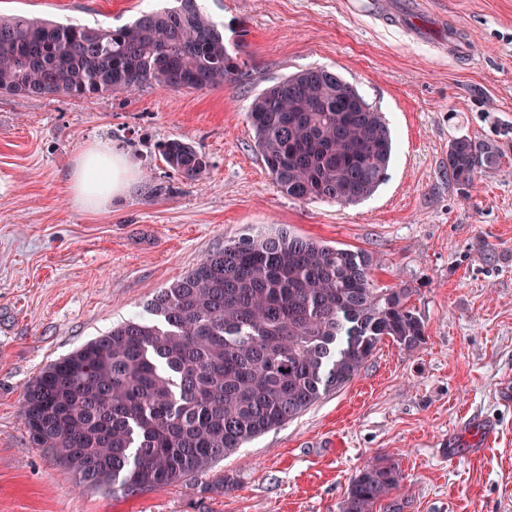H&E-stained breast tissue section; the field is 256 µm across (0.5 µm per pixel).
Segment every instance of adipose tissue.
Instances as JSON below:
<instances>
[{
    "mask_svg": "<svg viewBox=\"0 0 512 512\" xmlns=\"http://www.w3.org/2000/svg\"><path fill=\"white\" fill-rule=\"evenodd\" d=\"M134 175L125 154L110 143L101 142L76 157L70 192L84 209L96 211L112 198L125 195Z\"/></svg>",
    "mask_w": 512,
    "mask_h": 512,
    "instance_id": "obj_1",
    "label": "adipose tissue"
}]
</instances>
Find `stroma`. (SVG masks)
<instances>
[{"instance_id":"35a3bbf8","label":"stroma","mask_w":512,"mask_h":512,"mask_svg":"<svg viewBox=\"0 0 512 512\" xmlns=\"http://www.w3.org/2000/svg\"><path fill=\"white\" fill-rule=\"evenodd\" d=\"M175 0H0V15L119 27ZM242 82L147 85L81 98L0 93V512H340L351 478L395 459L402 512H512V0H404L383 16L351 0H206ZM419 24L423 37L410 27ZM477 50L460 56L449 40ZM323 66L387 117V178L347 207L283 194L254 144V95ZM491 138L506 155L468 194L448 181V142ZM207 161L187 180L160 154L171 138ZM128 154L136 182L105 210L78 209L77 155ZM284 226L379 261L426 326L408 352L381 344L340 391L225 457L229 487L178 482L125 497L75 490L33 448L26 387L48 364L142 313L158 288L241 234Z\"/></svg>"}]
</instances>
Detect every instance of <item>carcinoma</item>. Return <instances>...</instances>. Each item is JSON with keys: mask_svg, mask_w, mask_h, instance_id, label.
Returning <instances> with one entry per match:
<instances>
[{"mask_svg": "<svg viewBox=\"0 0 512 512\" xmlns=\"http://www.w3.org/2000/svg\"><path fill=\"white\" fill-rule=\"evenodd\" d=\"M201 0L141 13L115 29L76 20L0 16V93L84 97L156 84L204 90L245 78ZM322 67L257 94L247 113L255 147L289 197L346 206L387 177L393 135L383 113ZM165 162L191 181L207 165L179 138ZM492 140L448 145V180L466 191L499 169ZM369 252L284 227L224 243L157 290L136 315L47 365L24 394L30 443L78 487L137 496L179 481L225 485L216 469L352 380L389 340L413 351L426 327L412 289L376 288ZM402 473L380 458L351 479L341 512H400Z\"/></svg>", "mask_w": 512, "mask_h": 512, "instance_id": "cac0c4a2", "label": "carcinoma"}]
</instances>
